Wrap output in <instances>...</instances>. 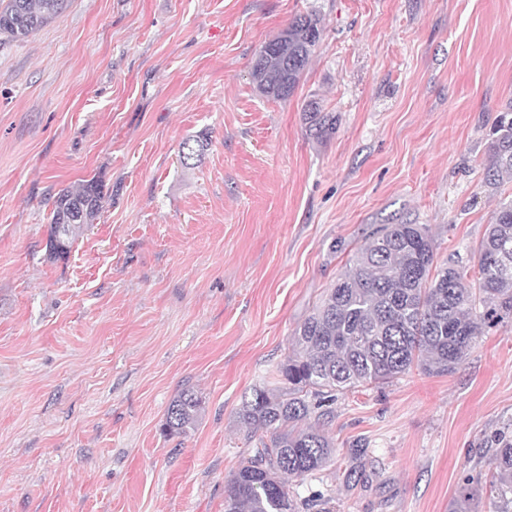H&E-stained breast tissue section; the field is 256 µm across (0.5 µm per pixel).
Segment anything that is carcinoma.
<instances>
[{"label":"carcinoma","instance_id":"cac0c4a2","mask_svg":"<svg viewBox=\"0 0 512 512\" xmlns=\"http://www.w3.org/2000/svg\"><path fill=\"white\" fill-rule=\"evenodd\" d=\"M70 0H7L0 34L23 40L65 11ZM324 28L319 14L296 15L255 58L250 75L259 92L286 100L315 53ZM310 135L328 137L336 116L316 101L305 108ZM486 182L512 181V111L498 116L488 145ZM103 199L91 179L60 190L53 201L46 254L64 258L93 223ZM435 244L423 224H387L370 233L349 266L297 327L294 348L278 367L279 386L253 388L238 418L258 446L243 458L224 490V512H330L332 496H303L293 482L325 470L335 449L316 424L336 394L360 384H385L416 367L447 374L467 358L488 319L512 313V199L499 204L478 246V277L463 267H437ZM202 399L184 388L171 400L165 430L194 427ZM496 512H512V443L496 449L489 482ZM484 486L467 485L450 512H482Z\"/></svg>","mask_w":512,"mask_h":512}]
</instances>
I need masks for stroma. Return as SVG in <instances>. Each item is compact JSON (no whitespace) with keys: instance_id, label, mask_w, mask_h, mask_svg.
Segmentation results:
<instances>
[{"instance_id":"stroma-1","label":"stroma","mask_w":512,"mask_h":512,"mask_svg":"<svg viewBox=\"0 0 512 512\" xmlns=\"http://www.w3.org/2000/svg\"><path fill=\"white\" fill-rule=\"evenodd\" d=\"M311 9L297 89L263 96L255 53ZM511 107L512 0H70L0 35V512H224L244 396L373 228L426 225L437 265L477 272ZM91 178L102 210L48 262L55 194ZM185 387L204 410L166 435ZM330 410L336 512H449L512 441V318L452 373ZM303 112H306L305 120H307L308 130L313 137L323 139L335 130V115L324 113L317 101H309ZM498 116L488 145L486 182L492 185L504 179L512 181V108ZM510 116V117H509Z\"/></svg>"}]
</instances>
